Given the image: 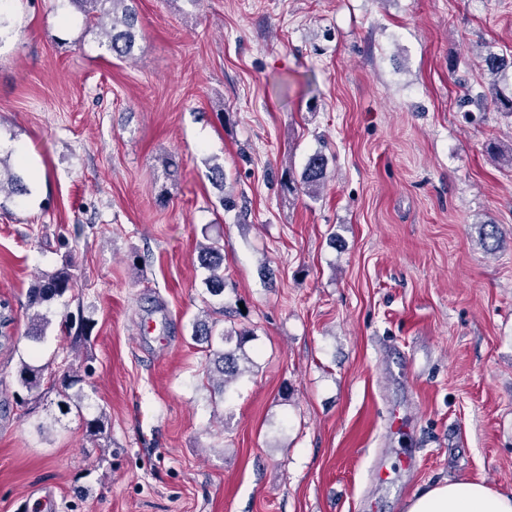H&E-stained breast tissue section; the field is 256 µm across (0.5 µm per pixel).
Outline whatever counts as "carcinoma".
<instances>
[{
	"label": "carcinoma",
	"instance_id": "cac0c4a2",
	"mask_svg": "<svg viewBox=\"0 0 512 512\" xmlns=\"http://www.w3.org/2000/svg\"><path fill=\"white\" fill-rule=\"evenodd\" d=\"M75 11L83 14L86 24L100 29L105 37L104 45L119 60L133 56L138 36V15L133 6L135 0H65ZM485 71L492 77L489 93L495 105L512 114V91L506 93L499 86V76L508 68H512V60L497 54L483 57ZM328 157L317 152L311 155L301 174L300 185L303 192L312 198L318 196L320 189L328 178ZM213 185L218 189L220 205L225 209L234 207V201L224 195V164L213 161L210 166ZM28 188L21 173L13 170L7 162L0 158V196L13 197L27 193ZM198 261L208 272L205 285L213 297L224 296L226 278H224V254L221 246L212 242L198 246ZM76 279L71 270L70 262L51 272L38 275L27 290L28 309L32 310L29 317L27 336L35 341L44 336L50 325V319L41 308L59 300L75 287ZM192 336L200 344L205 345V372L208 380L216 387L218 394H225L226 386L236 381L248 371L250 363L244 346L249 342L250 334L246 330H217V323L207 316L196 319L192 326ZM234 346H229V343ZM47 366L33 365L20 361L18 375L26 394H17L22 403H30L39 396V390L47 387L61 397L59 406L71 410L81 409V393L84 378L74 372L65 371L61 376L46 374Z\"/></svg>",
	"mask_w": 512,
	"mask_h": 512
}]
</instances>
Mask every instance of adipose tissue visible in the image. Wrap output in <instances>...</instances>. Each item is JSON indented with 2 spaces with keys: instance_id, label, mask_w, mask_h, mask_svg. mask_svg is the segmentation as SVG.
I'll use <instances>...</instances> for the list:
<instances>
[{
  "instance_id": "obj_1",
  "label": "adipose tissue",
  "mask_w": 512,
  "mask_h": 512,
  "mask_svg": "<svg viewBox=\"0 0 512 512\" xmlns=\"http://www.w3.org/2000/svg\"><path fill=\"white\" fill-rule=\"evenodd\" d=\"M406 512H512V493L479 481L437 482L418 490Z\"/></svg>"
}]
</instances>
